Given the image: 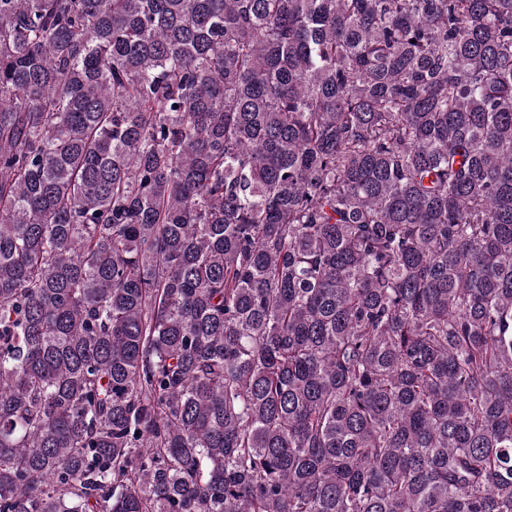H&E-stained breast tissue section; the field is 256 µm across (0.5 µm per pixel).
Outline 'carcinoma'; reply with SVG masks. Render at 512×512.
<instances>
[{
  "mask_svg": "<svg viewBox=\"0 0 512 512\" xmlns=\"http://www.w3.org/2000/svg\"><path fill=\"white\" fill-rule=\"evenodd\" d=\"M0 512H512V0H0Z\"/></svg>",
  "mask_w": 512,
  "mask_h": 512,
  "instance_id": "cac0c4a2",
  "label": "carcinoma"
}]
</instances>
